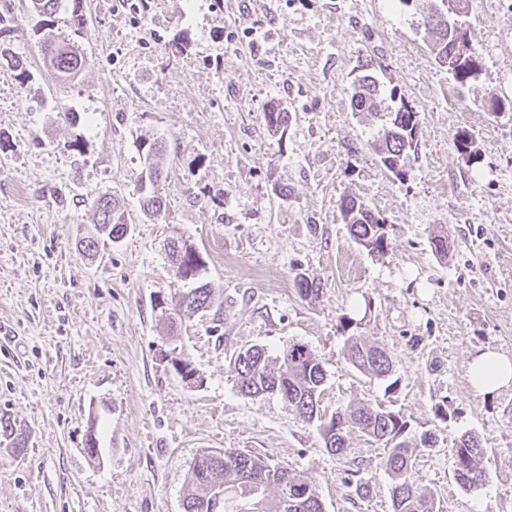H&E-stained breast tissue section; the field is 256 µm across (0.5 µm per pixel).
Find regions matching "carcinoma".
I'll return each instance as SVG.
<instances>
[{"label": "carcinoma", "mask_w": 512, "mask_h": 512, "mask_svg": "<svg viewBox=\"0 0 512 512\" xmlns=\"http://www.w3.org/2000/svg\"><path fill=\"white\" fill-rule=\"evenodd\" d=\"M40 4L38 16L42 18L40 48L43 59L56 70L61 77L72 81L76 79L85 65V57L75 42L53 30V17L59 8L60 0H30ZM442 0H434L435 8L416 17V26L424 31L435 61L448 60L449 52L456 42L467 41V29L464 23L448 28L441 26L436 17V6ZM0 61L14 71L20 84L31 78L27 64L20 57L6 50H0ZM482 67L479 53L471 52V58L464 59L452 78L464 85L475 78ZM391 101H399L388 112L383 113V123L371 140V147L377 161L399 183L410 179L412 161L418 158L419 141L414 130L419 127V113L397 97V89L385 90L371 69L356 76L352 82L350 96L354 112L378 113L383 94ZM266 124L272 131H278L288 124L289 114L278 104L270 106L265 113ZM458 153L469 157V162L479 159L473 145V137L467 131L457 133L454 142ZM145 179L151 190L143 200V212L147 217H158L164 208L159 194L162 170L156 157L163 151V144L147 142L143 144ZM342 223L346 224L355 243L370 254H382L388 248L386 223L362 200L353 196H344L338 204ZM93 224L97 235L84 241L83 250L88 254L98 252L101 239L112 242L122 239L128 232V222L117 196L104 193L92 202ZM167 257L174 272V284L177 285L171 296L170 304L177 310L175 317L166 321L170 332H175L182 317L202 312L211 307L212 289L206 282V265L196 247L187 241L174 240L167 251ZM298 293L307 299H317L320 294L318 284L309 281L304 275L296 277ZM345 353L351 365L360 373L386 378L392 371V359L389 353L378 345L367 344L357 336L347 340ZM239 391L248 396L278 394L293 406L298 414L309 423L318 422V431L328 452L345 456L349 436L357 432L384 448L382 464L391 479L392 512H437L433 495L412 480L411 472L416 457L426 448L433 447L437 436L433 432H424L419 440L406 441L407 422L400 414L390 411L379 404L362 403L351 410L336 412L328 420H323L319 410V398L325 385L326 374L320 358L308 346L293 343L283 349L278 357L279 363L272 365L264 348L251 346L232 356ZM0 436L14 449L23 448V429L11 421L0 423ZM455 456L454 477L464 487L474 488L481 485L486 477L483 465L485 449L474 434L462 435L453 448ZM288 468L270 465L258 456L236 449L224 450V456L215 458L210 450H204L190 467L188 482L183 500L184 512H209L204 508V500L211 485L221 480L224 490H240V494L254 499L255 512H279L278 499L269 502L266 498L268 488L282 493L280 481ZM300 484L308 488L301 506H288V512H323L322 501L315 486L304 477Z\"/></svg>", "instance_id": "cac0c4a2"}]
</instances>
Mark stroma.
<instances>
[{
    "mask_svg": "<svg viewBox=\"0 0 512 512\" xmlns=\"http://www.w3.org/2000/svg\"><path fill=\"white\" fill-rule=\"evenodd\" d=\"M80 7L82 28L69 7L55 17L86 58L66 81L42 58L28 0H0L12 25L0 49L32 73L22 85L0 65V418L28 436L23 454L0 453V512H184L190 467L208 448L304 472L325 512H392L382 446L355 433L346 456L333 455L281 396L239 392L234 353L259 345L275 358L296 342L326 370L325 415L378 402L409 436L436 434L412 477L439 512H512V386L480 394L468 377L480 350L512 356V0H467L483 66L464 86L399 0ZM369 60L420 116L404 184L369 150L376 120L351 110ZM492 95L504 110L486 111ZM274 102L290 114L276 132L265 120ZM463 130L477 163L455 149ZM157 140L166 205L151 219L140 145ZM104 192L118 194L130 230L92 257L80 242ZM345 195L385 219V255L352 240L337 209ZM439 230L444 257L429 244ZM171 236L200 251L214 294L175 340L156 306L174 290ZM299 274L318 299L298 295ZM351 336L387 349L389 378L351 366ZM174 346L201 386L161 362ZM467 432L487 474L471 489L456 482L452 452Z\"/></svg>",
    "mask_w": 512,
    "mask_h": 512,
    "instance_id": "35a3bbf8",
    "label": "stroma"
}]
</instances>
